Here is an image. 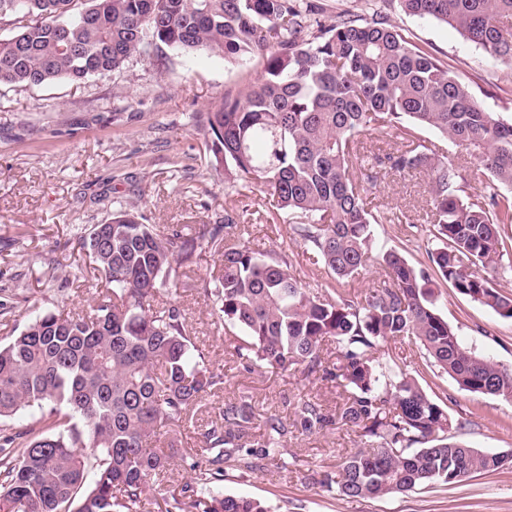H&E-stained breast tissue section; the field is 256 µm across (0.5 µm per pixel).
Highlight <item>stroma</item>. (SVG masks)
<instances>
[{
  "label": "stroma",
  "mask_w": 512,
  "mask_h": 512,
  "mask_svg": "<svg viewBox=\"0 0 512 512\" xmlns=\"http://www.w3.org/2000/svg\"><path fill=\"white\" fill-rule=\"evenodd\" d=\"M313 2L328 24L346 11L365 16L382 11L466 82L486 111L512 120V67L494 63L450 26L405 15L397 0ZM261 70L258 57L229 63L204 52L163 47L130 59L119 72L81 82L0 86V339L24 328L32 305L78 309L91 304L97 280L80 250V237L91 225L107 222L116 206L135 207L143 223L177 224L193 235L202 225L222 223L225 205L264 210L267 199L259 189L231 192L223 177L210 174L201 131L211 106L224 95L238 94ZM427 198L425 174L382 177L376 202L389 221L373 227L377 243L424 268L437 246L423 223ZM402 213L410 223L396 222ZM293 253L298 274L314 290L363 291L385 277L374 263L355 279L337 282L302 248ZM438 292L439 310L461 341L512 367V319L449 284L439 283ZM179 302L211 361L223 367L226 382L223 393L203 401L193 421L178 428L176 454L199 447L217 407L243 394L252 396L262 418L292 413V400L302 395L335 412L331 382L235 366L224 352V331L203 297L187 291ZM383 349L463 422L460 440L512 456V403L463 391L449 376L426 368L415 342H389ZM359 445L352 430L332 425L289 441L297 465L281 472L230 470L218 488L267 502L274 512H512V464L406 495L347 497L321 486L322 475L335 471L339 455Z\"/></svg>",
  "instance_id": "obj_1"
}]
</instances>
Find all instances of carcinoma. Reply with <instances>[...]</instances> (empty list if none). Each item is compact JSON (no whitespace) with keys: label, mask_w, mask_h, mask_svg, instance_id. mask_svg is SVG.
I'll use <instances>...</instances> for the list:
<instances>
[{"label":"carcinoma","mask_w":512,"mask_h":512,"mask_svg":"<svg viewBox=\"0 0 512 512\" xmlns=\"http://www.w3.org/2000/svg\"><path fill=\"white\" fill-rule=\"evenodd\" d=\"M401 10L445 23L489 57L512 64V0H398ZM0 85L81 81L121 69L164 45L228 61L258 55L263 68L238 97H224L203 128L209 165L230 187L255 186L273 209L257 220H295L306 252L337 280L372 259L371 206L378 168L428 178L431 269L395 249L380 253L386 280L365 293L318 296L288 250L256 251L233 208L197 237L177 225L144 224L131 208L94 224L80 248L101 281L90 310H34L0 344V512H270L261 501L211 487L224 472L288 469V438L331 423L364 446L323 475L350 497L405 495L504 466L503 456L451 435L448 410L396 358L391 340L413 338L428 366L460 389L512 402V369L479 355L440 314L433 278L512 319V295L486 274L506 251L512 224V122L413 43L389 17L346 14L332 24L308 0H0ZM395 127L390 152L367 148L368 131ZM437 131L480 160L469 193L448 158L420 142ZM220 257L217 276L194 282L197 252ZM201 294L224 326L230 359L282 375L300 369L335 384L336 415L315 398L293 415L265 417L252 434V399L229 398L181 456L192 473L179 493L152 496L172 456L154 447L224 390V369L197 343L181 292ZM335 349L326 347L327 341ZM26 411L47 429L13 430Z\"/></svg>","instance_id":"obj_1"}]
</instances>
